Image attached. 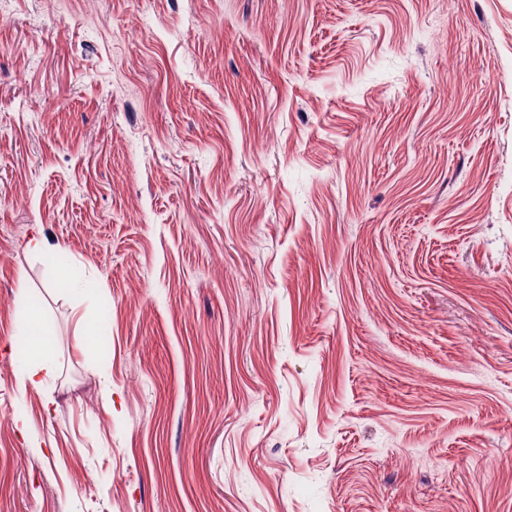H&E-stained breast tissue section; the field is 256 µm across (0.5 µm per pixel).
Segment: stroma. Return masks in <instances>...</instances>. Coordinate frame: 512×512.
<instances>
[{
    "label": "stroma",
    "mask_w": 512,
    "mask_h": 512,
    "mask_svg": "<svg viewBox=\"0 0 512 512\" xmlns=\"http://www.w3.org/2000/svg\"><path fill=\"white\" fill-rule=\"evenodd\" d=\"M0 13V512H512V0ZM28 326L31 329V351L33 356L29 365L18 376L17 392L24 397L29 391L40 390L46 378L55 365V342L42 324L41 313L36 309L27 311L24 331L27 335ZM40 328V332L37 331Z\"/></svg>",
    "instance_id": "35a3bbf8"
}]
</instances>
